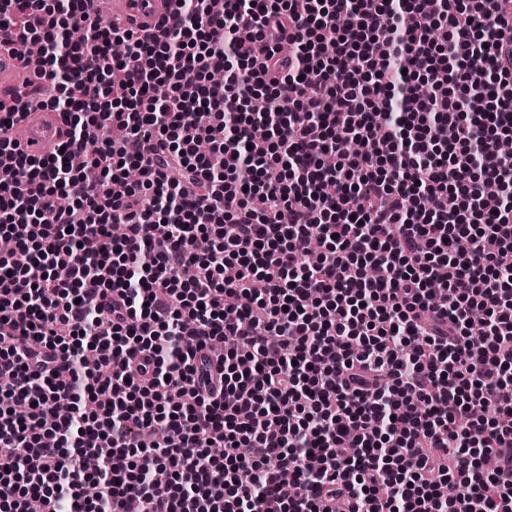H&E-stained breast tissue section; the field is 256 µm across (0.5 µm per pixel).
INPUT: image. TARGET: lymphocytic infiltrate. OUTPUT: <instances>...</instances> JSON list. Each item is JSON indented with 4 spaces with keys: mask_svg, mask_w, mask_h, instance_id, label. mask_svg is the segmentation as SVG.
Listing matches in <instances>:
<instances>
[{
    "mask_svg": "<svg viewBox=\"0 0 512 512\" xmlns=\"http://www.w3.org/2000/svg\"><path fill=\"white\" fill-rule=\"evenodd\" d=\"M440 4L0 0V512H512V0ZM107 2V11L112 24L120 29L131 26L144 27L143 33L157 35L160 33V21L170 17L174 10L173 0H97L99 12ZM29 43L15 41L9 51L0 50V99L5 95L8 88V97L18 94L23 90V83L28 74L19 68L18 59L26 55L30 49ZM23 112L13 129V137L19 142L20 149L28 156L40 158L54 153L66 140L62 115L35 104H30Z\"/></svg>",
    "mask_w": 512,
    "mask_h": 512,
    "instance_id": "1",
    "label": "lymphocytic infiltrate"
}]
</instances>
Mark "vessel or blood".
<instances>
[{"instance_id": "vessel-or-blood-1", "label": "vessel or blood", "mask_w": 512, "mask_h": 512, "mask_svg": "<svg viewBox=\"0 0 512 512\" xmlns=\"http://www.w3.org/2000/svg\"><path fill=\"white\" fill-rule=\"evenodd\" d=\"M114 26L127 29L144 28L151 35L159 34L162 18L171 16L174 0H106ZM29 44L18 41L9 50H0V99L5 94H18L26 78L19 67V59L26 55ZM16 139L21 150L32 157H46L54 153L66 139V125L60 113L29 105L15 125Z\"/></svg>"}]
</instances>
